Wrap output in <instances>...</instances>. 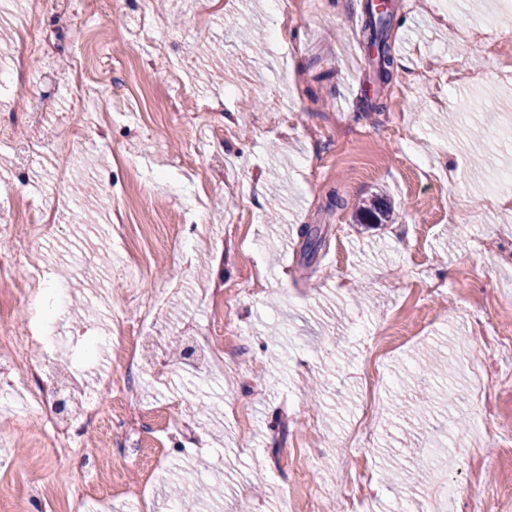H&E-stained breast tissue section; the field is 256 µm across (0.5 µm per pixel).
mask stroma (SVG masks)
<instances>
[{
  "instance_id": "obj_1",
  "label": "stroma",
  "mask_w": 512,
  "mask_h": 512,
  "mask_svg": "<svg viewBox=\"0 0 512 512\" xmlns=\"http://www.w3.org/2000/svg\"><path fill=\"white\" fill-rule=\"evenodd\" d=\"M501 2L393 0L395 64L382 84L361 47L368 0H309L285 22L271 0H218L203 24L201 0H121L51 61L62 75L83 55L86 121H112L111 142L87 133L67 160L63 88L0 85V124L15 126L0 142V194L22 185L59 217L15 269L52 290L55 321L14 311L33 328L31 354L60 348L94 385L76 327H103L114 310L138 317L153 291L167 300L152 332L206 343L222 316L237 332L222 374L172 358L165 376L137 378L150 406L190 424L183 443L149 425L139 440L113 438L105 459L57 462L35 420L11 424L0 492L38 491L16 512H68L78 468L147 492L143 505L113 492L89 512H307L315 495L320 512H336L338 487L355 477L351 447L372 474L362 512H430L440 488L403 489L393 475L429 462L461 476L452 384L469 444L485 451L478 497L512 479V348L459 347L472 321L491 324L512 303V207L494 194L512 174V67L472 45L501 26ZM144 5L162 37L118 48ZM178 76L191 87L183 123L163 110ZM216 127L223 142L198 153L200 133ZM109 175L122 190L104 189ZM374 196L390 202V223L358 224L357 205ZM438 346L452 381L434 387L437 408L423 419L414 363ZM475 368L506 373L491 389L496 415L468 391Z\"/></svg>"
}]
</instances>
